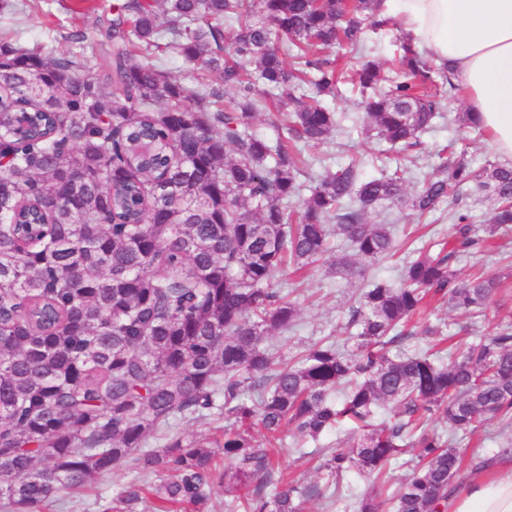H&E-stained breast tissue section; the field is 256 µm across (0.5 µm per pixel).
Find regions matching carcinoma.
<instances>
[{"mask_svg":"<svg viewBox=\"0 0 512 512\" xmlns=\"http://www.w3.org/2000/svg\"><path fill=\"white\" fill-rule=\"evenodd\" d=\"M381 0H116L111 48L84 54L0 42V512H44L94 477L141 474L108 512H301L313 488L272 484L287 428L316 442L345 423L359 434L322 469L332 483L356 468L381 476L405 448L411 473L356 512H448L461 466L453 440L492 419L512 421V325L461 354L444 353L439 326L426 348L391 353L427 299L478 316L499 277L459 279L452 263L486 251L512 224V163L479 167L451 142L417 189L385 158L365 178L353 159L311 171L294 145L318 146L340 126L322 97L351 86L363 128L401 157L450 109L458 88L409 39L397 64L341 72L324 57L359 46L393 19ZM233 26L224 44V24ZM173 53L220 73L194 94L156 64ZM448 88L435 93V77ZM274 135L256 131L267 100ZM492 202L477 233L463 188ZM448 203V237L412 251L400 280L368 285L344 324L297 357L266 344L293 331L299 306L274 282L329 250L358 259L401 249L378 207L418 219ZM390 420L374 425L382 407ZM224 415L215 445L148 438L178 419ZM440 413L448 429L428 427Z\"/></svg>","mask_w":512,"mask_h":512,"instance_id":"carcinoma-1","label":"carcinoma"}]
</instances>
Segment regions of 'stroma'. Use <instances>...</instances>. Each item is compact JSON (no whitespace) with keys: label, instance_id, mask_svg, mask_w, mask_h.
<instances>
[{"label":"stroma","instance_id":"obj_1","mask_svg":"<svg viewBox=\"0 0 512 512\" xmlns=\"http://www.w3.org/2000/svg\"><path fill=\"white\" fill-rule=\"evenodd\" d=\"M12 7L0 10V40L11 39L25 44L39 45L43 51L59 53L66 50L63 32L75 29L86 30L90 39L85 45L86 54L100 53L107 44L106 28L96 25L99 15L110 13L113 0H10ZM401 37L398 26L369 33L363 45L355 50L337 49L332 51L337 67L357 65L360 60H374L390 64L395 56L396 43ZM325 104L341 114V128L331 142L319 147L306 148V155L324 159L327 165L343 164L358 157L364 160L363 174L371 178L378 176L379 168L371 158L384 150L386 144L375 133L366 132L356 122V110L351 102L339 98H326ZM419 151L420 163L413 172L414 181H421L426 173L432 172L439 163L438 152L451 141H466L465 158L472 164L481 165L498 161L488 136L477 135L464 123L437 124L422 137ZM512 256V230L498 232L492 247L483 256L458 257L453 268L459 277L465 278L474 271L485 274H499L512 279V267L506 263ZM397 260L388 259L375 264L359 263L352 272L327 275L317 267L304 276L280 278L283 288L296 289L300 305L299 325L284 346V353L294 355L322 337L332 335L337 324L348 315V309L356 304L370 277L396 278ZM488 322L472 324L459 312L451 310L447 303L435 304L428 320L430 323H444L449 335L459 340L476 341L482 338L490 324H512V290L502 289L491 299L488 306ZM350 432L340 428L324 435L310 455H300L293 449L292 434H284L281 470L284 475L299 479L300 482L326 487L327 479L319 469L320 464L332 451L346 448ZM136 471L121 468L102 478L94 479L77 493L66 496L64 501L50 503L46 512H105L113 499L125 487L137 481ZM342 494L329 499L323 496L307 498L303 512H353L351 505L372 489L371 480L363 473L351 470L340 479Z\"/></svg>","mask_w":512,"mask_h":512}]
</instances>
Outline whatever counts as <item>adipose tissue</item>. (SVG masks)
Instances as JSON below:
<instances>
[{"mask_svg":"<svg viewBox=\"0 0 512 512\" xmlns=\"http://www.w3.org/2000/svg\"><path fill=\"white\" fill-rule=\"evenodd\" d=\"M404 33L451 67L470 115L494 151L512 158V0H384ZM449 512H512V462L476 472L448 501Z\"/></svg>","mask_w":512,"mask_h":512,"instance_id":"obj_1","label":"adipose tissue"}]
</instances>
